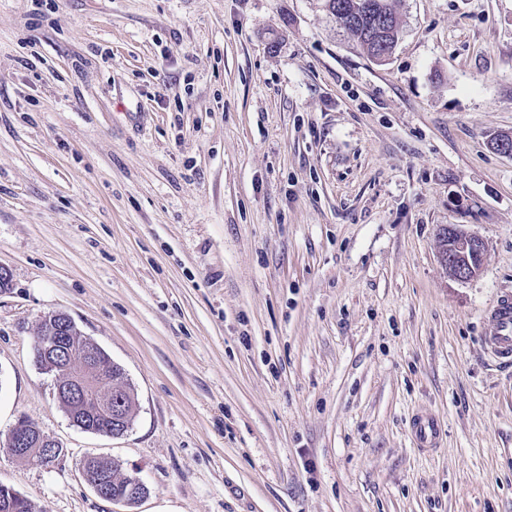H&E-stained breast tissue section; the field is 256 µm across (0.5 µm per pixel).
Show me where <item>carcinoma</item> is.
<instances>
[{"mask_svg": "<svg viewBox=\"0 0 512 512\" xmlns=\"http://www.w3.org/2000/svg\"><path fill=\"white\" fill-rule=\"evenodd\" d=\"M396 0H322V8L349 34L356 47L373 61L385 62L382 53L394 51L401 33ZM112 387L122 399L120 420L110 422L96 414L95 409L78 405L70 400L60 401L67 416L82 424L84 430L95 433L105 425H112L116 435L122 436L131 429L137 407L134 387L124 370L112 365ZM86 473L92 479L103 478L109 482L114 496L125 499V505L133 507L147 494V487L137 477L123 471L116 460L91 456L85 462ZM0 512H41L37 504L17 492H0Z\"/></svg>", "mask_w": 512, "mask_h": 512, "instance_id": "obj_1", "label": "carcinoma"}]
</instances>
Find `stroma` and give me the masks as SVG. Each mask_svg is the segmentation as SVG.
<instances>
[{
	"label": "stroma",
	"mask_w": 512,
	"mask_h": 512,
	"mask_svg": "<svg viewBox=\"0 0 512 512\" xmlns=\"http://www.w3.org/2000/svg\"><path fill=\"white\" fill-rule=\"evenodd\" d=\"M0 0V485L42 512H512V0H397L389 60L321 0ZM486 244L478 277L437 230ZM70 314L137 394L81 430L36 362ZM420 408L441 448L412 444ZM65 448L6 446L21 419ZM119 460L129 508L80 474ZM438 239L440 262L452 278L466 282L479 276L486 252L483 238L461 225L448 224L439 228ZM485 318L490 332L482 338V348L496 366L512 367V291H502L486 309ZM27 421L19 423L10 434V453L16 458L30 461L37 467L50 468L62 456L61 448L52 438L44 435L38 425L31 421L27 430L33 435L43 434L36 441H32L28 434L22 431ZM29 462V463H30ZM85 458L84 467L89 477L91 479L103 478L109 482L110 489L106 481H97L90 484L96 495L102 500L111 503H123V500L113 498L112 493L113 496L123 497L125 505L128 507H133L146 496L148 490L145 484L136 476L125 473L120 462L96 456Z\"/></svg>",
	"instance_id": "35a3bbf8"
}]
</instances>
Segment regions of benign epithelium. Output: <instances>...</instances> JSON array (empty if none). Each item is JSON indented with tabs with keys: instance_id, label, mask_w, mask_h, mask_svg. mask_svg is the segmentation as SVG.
<instances>
[{
	"instance_id": "obj_1",
	"label": "benign epithelium",
	"mask_w": 512,
	"mask_h": 512,
	"mask_svg": "<svg viewBox=\"0 0 512 512\" xmlns=\"http://www.w3.org/2000/svg\"><path fill=\"white\" fill-rule=\"evenodd\" d=\"M438 239L440 262L452 278L466 282L479 276L486 252L483 238L450 224L439 228ZM39 323L42 340L35 357L45 372L55 376L56 398L94 401L109 416L119 413L121 400L113 399L112 392L106 390L112 384L111 364L90 349L83 353L80 363L72 361L74 319L64 311H51L42 315ZM23 427L19 424L10 434L11 454L37 467L55 465L62 456L58 443L46 435L33 441Z\"/></svg>"
}]
</instances>
